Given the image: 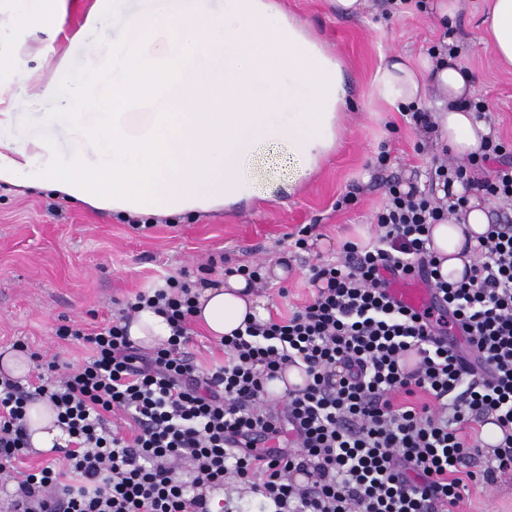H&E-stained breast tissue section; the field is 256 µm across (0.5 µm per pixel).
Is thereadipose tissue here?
<instances>
[{"label": "adipose tissue", "instance_id": "ef3b65f1", "mask_svg": "<svg viewBox=\"0 0 512 512\" xmlns=\"http://www.w3.org/2000/svg\"><path fill=\"white\" fill-rule=\"evenodd\" d=\"M68 0H0V184L64 196L133 224L194 217L256 197L296 192L338 142L349 97L341 59L279 0H92L69 38L90 58L85 68L61 56L50 80L40 71L46 46L64 28ZM486 22L498 63L512 67V0H487ZM34 84L50 112L18 97ZM472 77L449 56L411 63L394 54L378 67L373 93L401 110L440 98L435 145L455 158L481 154L489 128L469 109ZM291 114L289 123L276 119ZM287 146V181L258 182L245 170L256 144ZM432 192L466 195L458 214L432 225L441 274L458 279L466 239L485 233L491 204L460 182ZM192 317L211 336L230 335L245 317L268 321V299L230 274L195 289ZM128 334L141 349L166 346L164 316L139 310ZM31 447L51 453L68 433L56 410L36 400L26 409Z\"/></svg>", "mask_w": 512, "mask_h": 512}]
</instances>
